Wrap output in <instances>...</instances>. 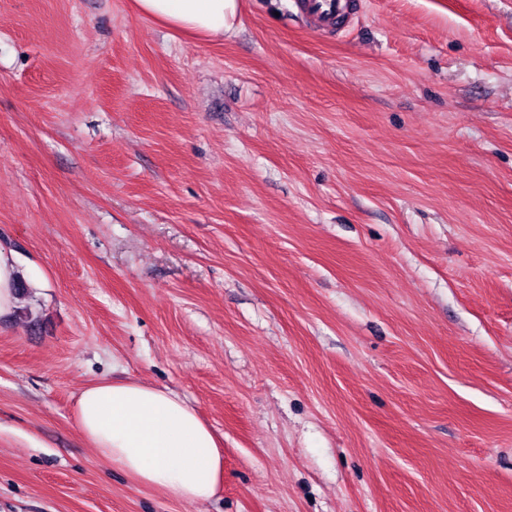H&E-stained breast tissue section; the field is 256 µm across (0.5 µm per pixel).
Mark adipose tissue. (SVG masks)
Here are the masks:
<instances>
[{"instance_id":"obj_1","label":"adipose tissue","mask_w":512,"mask_h":512,"mask_svg":"<svg viewBox=\"0 0 512 512\" xmlns=\"http://www.w3.org/2000/svg\"><path fill=\"white\" fill-rule=\"evenodd\" d=\"M135 10L183 34L223 40L238 0H134ZM78 425L99 457L137 484L182 501L214 496L224 476V452L196 409L173 392L133 381L86 386Z\"/></svg>"}]
</instances>
